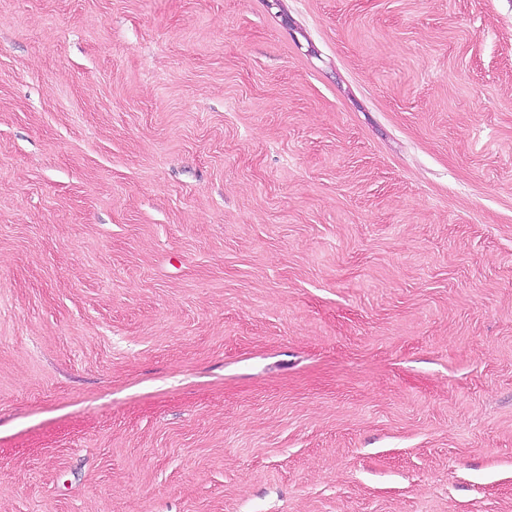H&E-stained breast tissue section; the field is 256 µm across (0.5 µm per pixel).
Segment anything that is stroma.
<instances>
[{
  "label": "stroma",
  "mask_w": 512,
  "mask_h": 512,
  "mask_svg": "<svg viewBox=\"0 0 512 512\" xmlns=\"http://www.w3.org/2000/svg\"><path fill=\"white\" fill-rule=\"evenodd\" d=\"M0 512H512V0H0Z\"/></svg>",
  "instance_id": "1"
}]
</instances>
